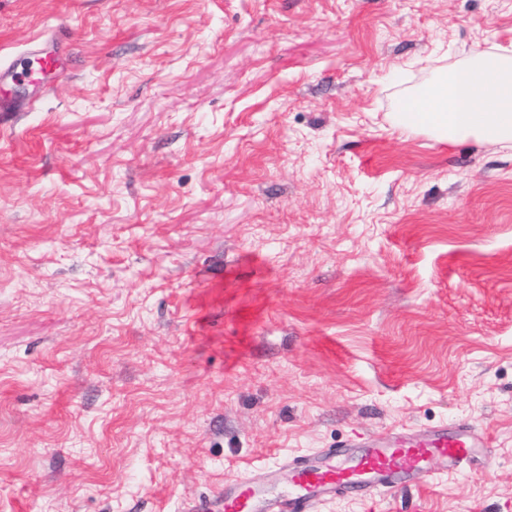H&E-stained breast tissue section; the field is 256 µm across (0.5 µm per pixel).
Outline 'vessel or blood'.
Masks as SVG:
<instances>
[{
	"label": "vessel or blood",
	"mask_w": 512,
	"mask_h": 512,
	"mask_svg": "<svg viewBox=\"0 0 512 512\" xmlns=\"http://www.w3.org/2000/svg\"><path fill=\"white\" fill-rule=\"evenodd\" d=\"M45 65L39 47L0 68V83L28 80L37 83ZM481 437L468 428L449 433L435 430L427 442L385 438L355 447L331 448L321 456L288 463V486L267 497V484L278 477L277 468L248 473L225 487L219 504L202 502L193 512H314L323 499L339 492L365 494L392 491L399 483L428 480L434 467L455 468L466 462Z\"/></svg>",
	"instance_id": "1"
}]
</instances>
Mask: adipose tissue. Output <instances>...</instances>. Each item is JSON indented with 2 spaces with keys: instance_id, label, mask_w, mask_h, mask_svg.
<instances>
[{
  "instance_id": "1",
  "label": "adipose tissue",
  "mask_w": 512,
  "mask_h": 512,
  "mask_svg": "<svg viewBox=\"0 0 512 512\" xmlns=\"http://www.w3.org/2000/svg\"><path fill=\"white\" fill-rule=\"evenodd\" d=\"M402 127L438 140L512 144V56L474 52L467 64L440 73L405 98Z\"/></svg>"
}]
</instances>
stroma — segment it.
<instances>
[{
	"instance_id": "1",
	"label": "stroma",
	"mask_w": 512,
	"mask_h": 512,
	"mask_svg": "<svg viewBox=\"0 0 512 512\" xmlns=\"http://www.w3.org/2000/svg\"><path fill=\"white\" fill-rule=\"evenodd\" d=\"M0 512H188L443 425L317 512H512V148L394 123L512 0H0ZM44 65L45 57L39 46L34 44L24 57L0 68V83L27 79L29 83L37 85L38 75L44 69ZM482 438L469 428L448 435V427L435 430L426 443L410 439L385 438L372 443L330 448L319 457L294 459L258 474L250 472L232 486L224 487L220 508L201 502L193 512H313L323 499L338 492L372 494L392 491L401 482L428 480L436 463L443 469L466 462ZM354 448V449H351ZM288 468L287 488L273 498L266 497V485Z\"/></svg>"
}]
</instances>
